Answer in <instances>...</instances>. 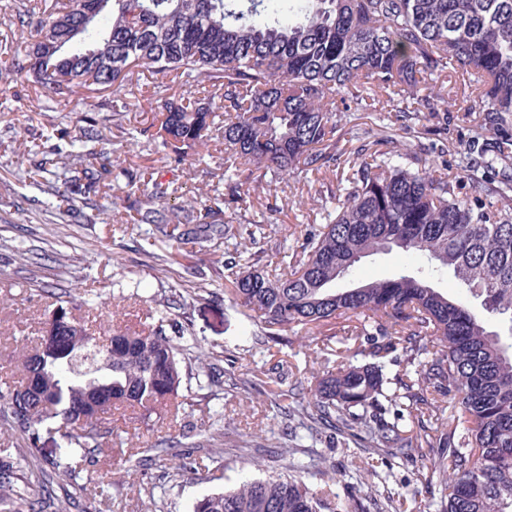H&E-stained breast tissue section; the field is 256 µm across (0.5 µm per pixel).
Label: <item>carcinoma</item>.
I'll use <instances>...</instances> for the list:
<instances>
[{
    "instance_id": "1",
    "label": "carcinoma",
    "mask_w": 512,
    "mask_h": 512,
    "mask_svg": "<svg viewBox=\"0 0 512 512\" xmlns=\"http://www.w3.org/2000/svg\"><path fill=\"white\" fill-rule=\"evenodd\" d=\"M15 25L32 28L25 54L10 70L65 100L82 88L131 92L134 76L171 77L159 86L155 139L180 162L212 139L213 111L194 100L211 92L224 109L222 137L232 163L224 183L238 193L235 161L286 178L294 170L336 167V115L357 111L374 89L392 91L408 106L396 119L417 115V104L437 111L449 104L429 80L453 68L480 100L478 129L465 167L480 191L512 200V0H39L17 8ZM104 140L97 125L71 140L74 161L44 158L26 171L34 179L63 164L61 202L124 176L129 208L163 237L194 245L224 239V293L265 325L278 342L289 330L327 325L343 313L363 317L354 326L373 356L399 353L408 369L386 387L383 367H339L316 377L313 403L292 404L293 390L268 378L249 379L278 405L292 431L319 435L335 428L367 444L386 462L442 443V481L448 495L440 512H512V211H490L481 199L455 193L453 180L413 162L393 141L355 151L343 196H331L328 222L309 231L301 251L283 250L284 274L256 266L238 239L256 241L261 224L232 229L219 207L169 206L177 192L161 171L148 191L117 170L105 152L83 164V148ZM399 251L427 262L417 275L394 274L352 288L358 263ZM449 271L480 299L475 309L432 286ZM54 354L34 346L19 356V376L0 390V412L29 445L44 432L60 434L59 456L31 453L22 466L0 463V512H42L30 496L23 467L52 495L48 470L83 496L112 484L98 454L112 436L114 411L130 410L148 428L165 406L179 408L181 356L160 329L114 324L111 343L88 338L82 319L64 308ZM508 318V334L492 330L482 312ZM40 388L39 404L20 387ZM457 400L467 439L443 421V398ZM407 400L409 415H429L435 426L404 435L381 418L383 403ZM180 442L157 440L152 465L167 470ZM327 504L300 478L253 479L233 490L206 494L192 512H324Z\"/></svg>"
}]
</instances>
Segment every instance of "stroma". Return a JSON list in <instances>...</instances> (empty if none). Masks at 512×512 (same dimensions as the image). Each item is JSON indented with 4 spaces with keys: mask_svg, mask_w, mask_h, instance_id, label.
<instances>
[{
    "mask_svg": "<svg viewBox=\"0 0 512 512\" xmlns=\"http://www.w3.org/2000/svg\"><path fill=\"white\" fill-rule=\"evenodd\" d=\"M161 76L141 77L125 116L124 131H112L103 149L130 172L167 167L177 188V204H200L215 198L225 223L265 225L260 260L274 267L283 246H296L306 230L324 223V198L345 186L332 172L296 171L284 180L270 181L251 165H241L246 194L234 199L224 188L227 156L221 137L191 150L181 164L167 165L166 152L147 135ZM437 82L453 99L447 116L420 109L410 129H401L385 94L339 121L337 148L350 151V124L368 132V141L395 139L417 152L423 161L452 177L460 198L473 199L474 184L464 169V155L475 126L479 103L464 90L455 71ZM111 91L80 90L57 101L28 83L23 74L0 81V384L11 380L22 348L34 338L46 313L74 308L98 296L102 308L89 314L91 330L100 323L120 321L130 326H162L175 345L184 334L208 355L209 363L224 368L225 377L209 392L199 391L201 364H193L180 393L184 400L177 421L161 417L154 433L177 437L188 446L187 458L172 461L168 477L161 470L129 466L119 452L118 439L135 422L123 414L112 417L115 440L109 441L100 464L112 468V487L96 499L97 512H191L204 494L233 488L250 477H288L294 461L306 468L302 478L341 512H379L384 496L403 500L408 512H439L446 494L438 476L440 449L410 460L382 465L362 448H348L338 431L302 440L285 436L283 424L269 399L247 387L233 386L245 377L283 363L286 383L304 381V401H311L315 374L345 365L372 363L367 347L352 331L355 318L337 317L331 325L292 332L287 346L274 350L264 344L265 329L249 319L244 308L224 293V250L185 245L156 238L152 227L133 220L121 190L101 189L79 200L78 209L98 214L94 224L72 221L44 180L23 172L42 158L46 140L60 150L70 141L52 138L54 129L77 133L88 121L103 122L100 106L112 101ZM447 130H440V119ZM225 428L224 451L212 453L209 434ZM154 496L140 494V486Z\"/></svg>",
    "mask_w": 512,
    "mask_h": 512,
    "instance_id": "stroma-1",
    "label": "stroma"
}]
</instances>
